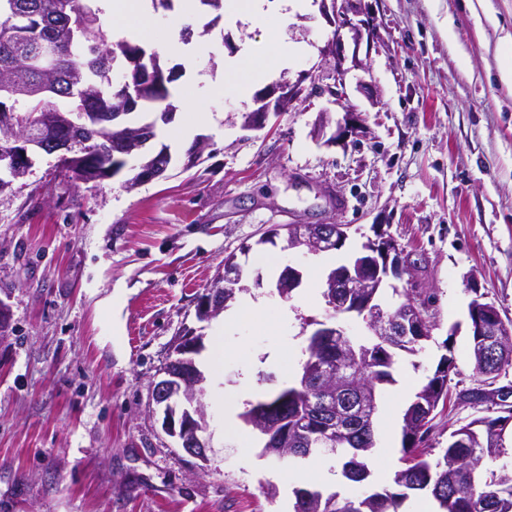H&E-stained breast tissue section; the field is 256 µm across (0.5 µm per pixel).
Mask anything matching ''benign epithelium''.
I'll list each match as a JSON object with an SVG mask.
<instances>
[{
	"label": "benign epithelium",
	"instance_id": "obj_1",
	"mask_svg": "<svg viewBox=\"0 0 512 512\" xmlns=\"http://www.w3.org/2000/svg\"><path fill=\"white\" fill-rule=\"evenodd\" d=\"M355 0H321V9L328 21L337 30L348 28L354 31V40L360 41V24L352 16L358 14ZM331 54L337 74L335 86L327 89L331 96H343L345 55L338 41L332 42ZM275 110L282 104L295 100L301 89L299 85L288 81L278 87ZM34 143L26 136L18 137L10 151L9 162L16 177L26 176L33 161L30 152ZM168 168L166 152L157 153L155 163L142 170L139 182L144 183L162 175ZM288 249L305 255H317L328 252L347 237L340 224H292L286 228ZM410 262L397 243L391 238L381 237L367 241V248L359 253L349 264L333 273L326 282V299L330 308L347 313H360L364 320L373 324L377 334L384 336H423L424 326L413 321L399 323L389 319L379 305H372L373 297H361L360 288H379L385 278L392 275L400 278L409 273ZM242 268L233 260L224 265L214 287L201 294L196 304V316L199 320H210L224 309V290L236 287L241 281ZM472 335L474 344L481 348L489 358L497 359L496 336L500 335L501 315L497 307L485 300L482 294H475L470 302ZM203 343V337L187 332L178 337L172 347L169 366L162 371L163 377L153 385V400L163 414V428L169 436L175 438L179 447L188 455L202 462L208 460L211 451L209 441L203 437L207 429L203 405L197 398V378L190 368V362Z\"/></svg>",
	"mask_w": 512,
	"mask_h": 512
}]
</instances>
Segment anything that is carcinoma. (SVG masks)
<instances>
[{
  "mask_svg": "<svg viewBox=\"0 0 512 512\" xmlns=\"http://www.w3.org/2000/svg\"><path fill=\"white\" fill-rule=\"evenodd\" d=\"M97 0H0V164L7 163V144L25 133L37 149L51 155L54 140L70 136L92 148L61 167L74 179H95L105 169L114 174L126 166V157L140 154L135 142L142 126L112 125V113L127 115L124 90L136 88L141 100L163 112L173 110L168 87L146 83L145 74L162 70L156 55L145 56L137 44L107 41ZM56 52L42 68L45 44ZM126 62L122 82L101 94L102 84L112 83L117 57ZM149 62H144V59ZM426 336H375L369 341L349 338V345L328 344L320 336L308 337L307 358L302 368L318 363L337 375L334 393L323 396L314 382L288 387L259 407L271 413L266 421L269 435L263 449L277 459H303L319 431L313 428L332 419L343 426L336 434V454L344 457L342 476L352 484L370 477L367 457L375 447V421L383 386L394 382L393 368L400 355H415ZM479 377L476 387L462 389L457 399L474 408L496 410L453 430L448 447L430 461L420 447L428 436L432 414L449 391L448 357L441 358L433 376L415 393L402 414V460L404 467L393 476V486L372 487L362 495L337 492L298 500L304 490L294 491L295 512H402L405 501L418 493L429 494L439 512H512V471L484 470L488 460L505 453V421L512 419V405H494L482 390L490 363L472 357Z\"/></svg>",
  "mask_w": 512,
  "mask_h": 512,
  "instance_id": "obj_1",
  "label": "carcinoma"
}]
</instances>
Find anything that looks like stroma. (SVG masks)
I'll use <instances>...</instances> for the list:
<instances>
[{"label": "stroma", "instance_id": "1", "mask_svg": "<svg viewBox=\"0 0 512 512\" xmlns=\"http://www.w3.org/2000/svg\"><path fill=\"white\" fill-rule=\"evenodd\" d=\"M373 47L334 32L311 0L277 28L234 26L197 6L191 20L200 50L198 96L209 123L195 137L205 148L185 168L187 144L168 142L181 127L139 104L130 121L154 123L145 147L168 148L167 172L135 188L129 157L115 176L76 181L56 155L37 156L29 174L0 191V512H293L287 468L263 456L245 425L224 424V395L246 367L271 374L263 399L295 385L318 321L366 336L360 318L332 317L322 292L321 256L286 249V224H344L336 252L349 263L367 240L393 237L415 265L393 288L414 289L433 328L422 350L402 356L381 404L407 407L441 356L453 357L451 396L439 404L426 442L431 456L449 433L481 410L455 391L474 386L468 305L480 293L512 319V83L500 70L512 56V0H361ZM339 36L346 57L345 96L301 97L269 114L259 129L247 115L283 81H334L327 54ZM277 40L306 47L287 68L257 85L248 100L210 93L224 60L245 45ZM366 130L347 140L315 138L320 112L346 111ZM235 255L250 280L236 302L261 298L264 311L233 325L196 317V302ZM301 284L280 298L286 266ZM262 286H254V279ZM202 335L196 362L208 381L202 401L213 450L199 461L179 448L154 412L152 389L177 336ZM237 354L225 357L224 344ZM391 446L376 442V469L400 460V417L379 419Z\"/></svg>", "mask_w": 512, "mask_h": 512}]
</instances>
